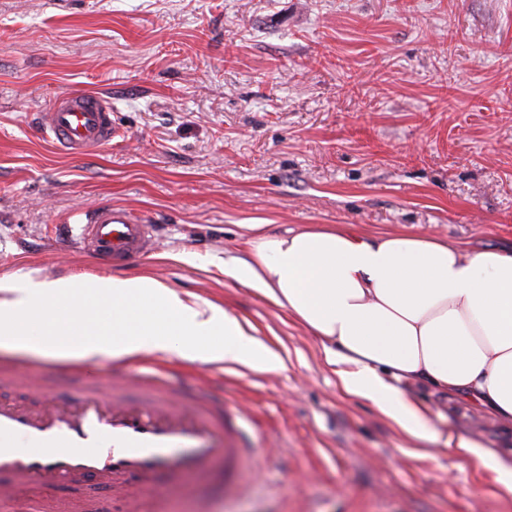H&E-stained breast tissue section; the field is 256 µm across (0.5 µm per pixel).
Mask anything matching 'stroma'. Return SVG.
<instances>
[{"label": "stroma", "instance_id": "stroma-1", "mask_svg": "<svg viewBox=\"0 0 512 512\" xmlns=\"http://www.w3.org/2000/svg\"><path fill=\"white\" fill-rule=\"evenodd\" d=\"M65 92L107 97L120 138L55 150L36 114ZM100 203L157 224L158 250L115 267L77 248ZM253 224L511 251L512 0H0V277L149 276L237 316L282 362L198 371L241 411L258 470L237 494L218 468L163 474L162 512H512L493 467L443 443L512 451V429L417 383L404 390L439 436L410 439L340 388L318 338L225 276ZM1 366L41 376L0 391L36 406L80 396V368L191 363L0 350ZM446 445L453 456L468 462L475 468L486 467L487 461L490 459L489 454L482 449L485 447L473 440L455 437L450 434Z\"/></svg>", "mask_w": 512, "mask_h": 512}]
</instances>
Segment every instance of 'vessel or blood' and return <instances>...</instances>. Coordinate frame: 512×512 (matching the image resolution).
Segmentation results:
<instances>
[{"label": "vessel or blood", "mask_w": 512, "mask_h": 512, "mask_svg": "<svg viewBox=\"0 0 512 512\" xmlns=\"http://www.w3.org/2000/svg\"><path fill=\"white\" fill-rule=\"evenodd\" d=\"M45 135L69 155L92 154L116 137L112 104L105 97L68 93L39 115ZM78 244L101 260L120 266L158 247L156 228L127 209L99 204L81 226ZM145 379L112 374L85 388L76 400L46 398L37 407L0 401V474L11 482L0 495L23 503L33 485L54 490L67 479L122 494L130 512H143L162 491L157 473L181 471L206 477V462L221 454L224 491L242 486L256 455L243 447L234 415L207 388L183 397L172 384L146 390Z\"/></svg>", "instance_id": "1"}]
</instances>
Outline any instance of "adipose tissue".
<instances>
[{"mask_svg":"<svg viewBox=\"0 0 512 512\" xmlns=\"http://www.w3.org/2000/svg\"><path fill=\"white\" fill-rule=\"evenodd\" d=\"M249 258L226 275L255 288L322 342L343 390L375 403L412 438L428 440L432 412L402 385L423 381L512 426V252H469L430 235L361 237L313 225L251 227ZM0 349L93 359L174 353L270 371L279 359L239 319L187 302L145 277L32 273L0 278ZM473 467L494 462L512 492V461L451 436Z\"/></svg>","mask_w":512,"mask_h":512,"instance_id":"adipose-tissue-1","label":"adipose tissue"}]
</instances>
